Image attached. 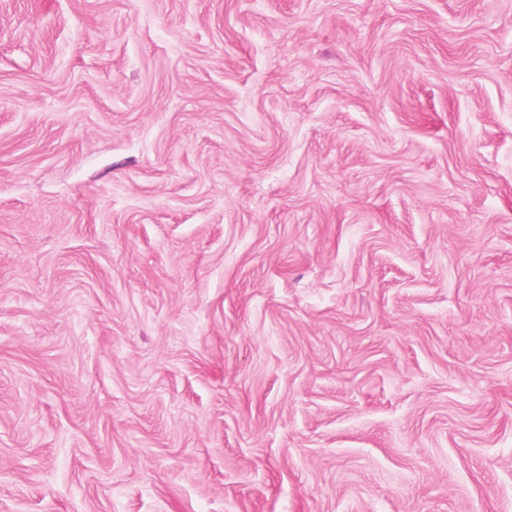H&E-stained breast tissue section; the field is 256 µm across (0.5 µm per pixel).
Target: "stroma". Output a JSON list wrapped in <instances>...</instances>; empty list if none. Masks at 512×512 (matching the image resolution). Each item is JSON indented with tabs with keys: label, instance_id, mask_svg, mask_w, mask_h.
<instances>
[{
	"label": "stroma",
	"instance_id": "obj_1",
	"mask_svg": "<svg viewBox=\"0 0 512 512\" xmlns=\"http://www.w3.org/2000/svg\"><path fill=\"white\" fill-rule=\"evenodd\" d=\"M0 512H512V0H0Z\"/></svg>",
	"mask_w": 512,
	"mask_h": 512
}]
</instances>
